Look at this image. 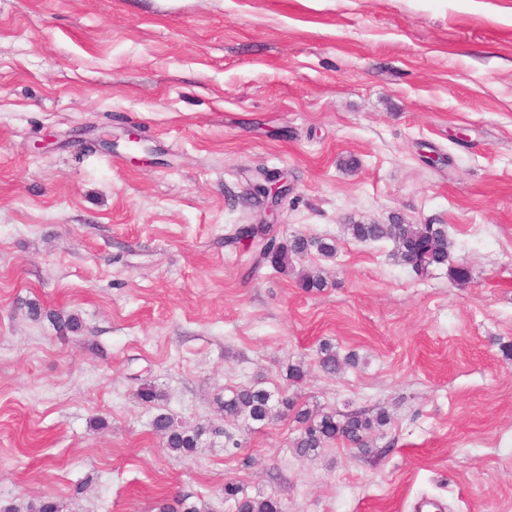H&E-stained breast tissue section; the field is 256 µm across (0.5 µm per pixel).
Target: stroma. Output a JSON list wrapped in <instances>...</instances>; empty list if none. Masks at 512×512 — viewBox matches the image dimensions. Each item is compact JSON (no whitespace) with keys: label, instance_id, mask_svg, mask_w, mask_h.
Wrapping results in <instances>:
<instances>
[{"label":"stroma","instance_id":"1","mask_svg":"<svg viewBox=\"0 0 512 512\" xmlns=\"http://www.w3.org/2000/svg\"><path fill=\"white\" fill-rule=\"evenodd\" d=\"M263 171L288 178L279 239L334 257L244 279L251 249L224 236L264 217ZM395 216L445 225L471 280L347 230ZM31 301L80 329L60 338ZM325 342L357 366L322 371ZM507 345L512 0H0V510L231 512L233 482L282 512H512ZM253 384L391 421L369 450L301 456L292 417L247 430L218 410ZM159 413L203 427L192 454ZM151 426L155 433L164 436L166 448L181 455L197 448L202 435V431L199 429L185 428L176 422L173 417L162 413L153 418Z\"/></svg>","mask_w":512,"mask_h":512}]
</instances>
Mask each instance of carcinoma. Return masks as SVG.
<instances>
[{"label":"carcinoma","instance_id":"carcinoma-1","mask_svg":"<svg viewBox=\"0 0 512 512\" xmlns=\"http://www.w3.org/2000/svg\"><path fill=\"white\" fill-rule=\"evenodd\" d=\"M346 228L360 242L385 238L393 240L396 245L395 259L411 267L418 275H426L432 269L446 265L452 280L468 281L472 278L469 268L449 265L452 242L442 224H348ZM243 240L248 241L252 248V262L246 271L248 278L264 267L286 272L293 258L305 256L313 250L327 257L333 256L336 251L334 244L324 239L308 238L301 233L282 241L273 224H239L224 238V244L231 246ZM298 282L300 287L308 290L324 287V278L316 271H301ZM28 310L35 318L46 316L62 336L78 327L74 318L46 311L37 303H28ZM320 353V367L329 373L355 364L353 355L341 357L328 345L323 346ZM220 404L224 416L247 429L254 425L270 424L280 416L293 415L300 427V435L293 447L301 456L336 439L365 448L368 435L389 423L383 411L374 416L362 412L338 414L334 411H314L300 404L296 396L286 391L272 393L249 386L231 392ZM151 426L154 432L164 436L166 448L181 455L197 447L202 435V431L185 428L173 417L162 413L153 418ZM224 499L234 503L235 512H280L279 502L274 497H252L233 483L224 486Z\"/></svg>","mask_w":512,"mask_h":512}]
</instances>
